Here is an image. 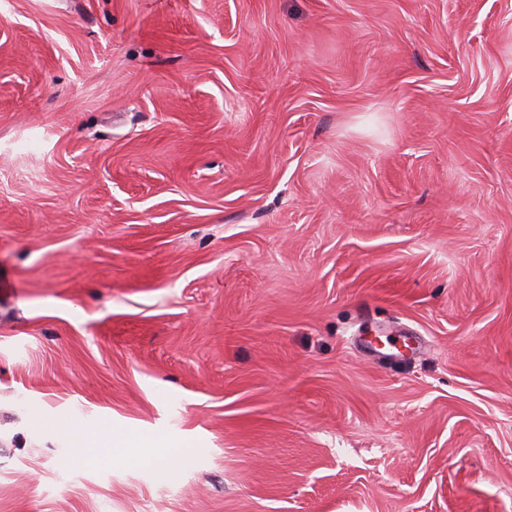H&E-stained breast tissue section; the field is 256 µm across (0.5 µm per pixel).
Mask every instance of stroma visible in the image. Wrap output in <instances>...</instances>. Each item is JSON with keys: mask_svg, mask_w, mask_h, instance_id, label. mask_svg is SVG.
Returning <instances> with one entry per match:
<instances>
[{"mask_svg": "<svg viewBox=\"0 0 512 512\" xmlns=\"http://www.w3.org/2000/svg\"><path fill=\"white\" fill-rule=\"evenodd\" d=\"M0 512H512V0H0Z\"/></svg>", "mask_w": 512, "mask_h": 512, "instance_id": "obj_1", "label": "stroma"}]
</instances>
